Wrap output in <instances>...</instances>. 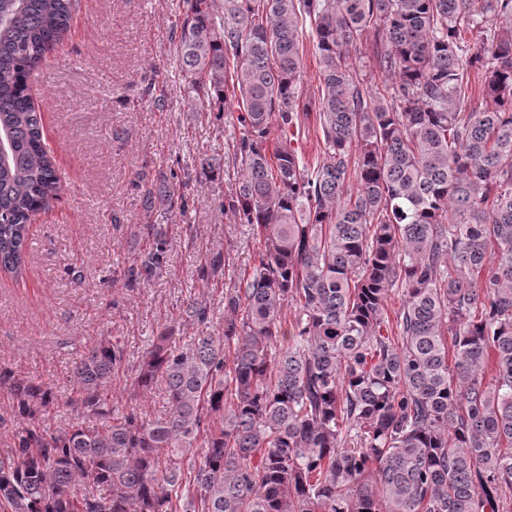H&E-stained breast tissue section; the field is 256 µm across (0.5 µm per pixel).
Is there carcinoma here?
Returning a JSON list of instances; mask_svg holds the SVG:
<instances>
[{
	"mask_svg": "<svg viewBox=\"0 0 512 512\" xmlns=\"http://www.w3.org/2000/svg\"><path fill=\"white\" fill-rule=\"evenodd\" d=\"M75 2L0 0V273L16 281L62 187L27 80ZM183 5L186 105L224 117L234 98L242 128L231 162L204 155L197 179L236 168L220 210L251 227L257 263L224 292L223 334L191 299L194 345L175 347L171 325L155 336L133 385L165 382L163 417L112 415L117 340L76 362L85 420L65 428L36 420L50 387L0 370L27 421L0 452V512H512V0ZM368 34L394 78L382 89L349 64ZM306 40L326 154L313 166L293 144ZM473 70L486 106L468 112ZM189 181L159 173L144 211L186 213ZM177 229L135 226L126 287L162 276ZM225 261L205 255L202 287Z\"/></svg>",
	"mask_w": 512,
	"mask_h": 512,
	"instance_id": "1",
	"label": "carcinoma"
}]
</instances>
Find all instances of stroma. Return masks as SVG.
I'll list each match as a JSON object with an SVG mask.
<instances>
[{
  "mask_svg": "<svg viewBox=\"0 0 512 512\" xmlns=\"http://www.w3.org/2000/svg\"><path fill=\"white\" fill-rule=\"evenodd\" d=\"M182 10V0H76L69 30L32 82L63 190L30 228L24 282L0 276V368L52 388L57 401L42 417L52 428L78 422L75 363L108 336L126 355L105 387L115 412L167 414L164 384L141 397L130 391L153 336L173 322L177 347L191 345L197 331L178 317L194 298L210 302L223 332L224 292L255 261L249 226L219 208L234 179L228 170L190 183L192 209L169 216L194 234L174 236L163 277L136 288L118 279L130 234L147 221L139 185L225 154L240 135L183 103L172 38ZM215 246L229 254L224 280L199 287L195 270Z\"/></svg>",
  "mask_w": 512,
  "mask_h": 512,
  "instance_id": "35a3bbf8",
  "label": "stroma"
}]
</instances>
